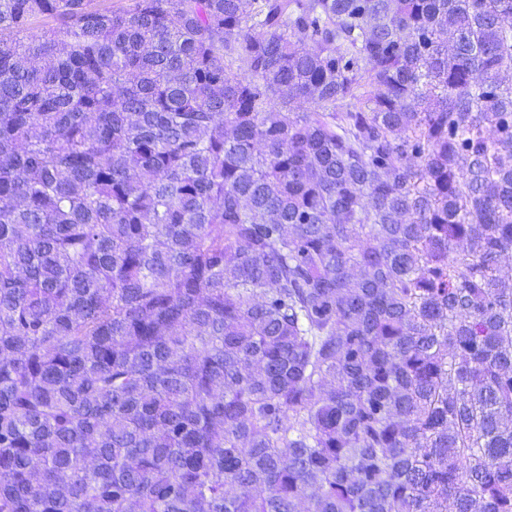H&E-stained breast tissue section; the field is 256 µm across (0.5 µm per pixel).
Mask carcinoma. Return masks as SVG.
Wrapping results in <instances>:
<instances>
[{
  "label": "carcinoma",
  "mask_w": 512,
  "mask_h": 512,
  "mask_svg": "<svg viewBox=\"0 0 512 512\" xmlns=\"http://www.w3.org/2000/svg\"><path fill=\"white\" fill-rule=\"evenodd\" d=\"M511 263L512 0H0V512H512Z\"/></svg>",
  "instance_id": "1"
}]
</instances>
